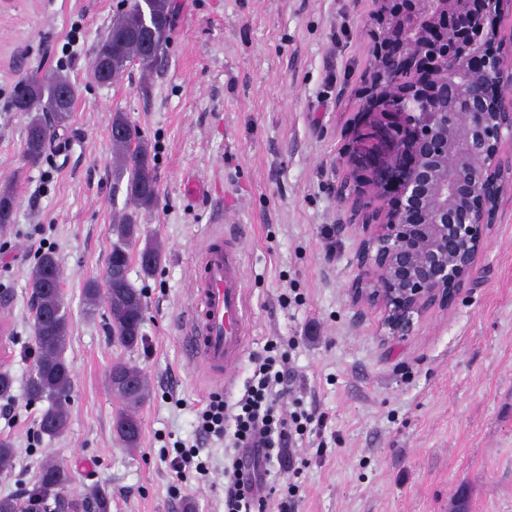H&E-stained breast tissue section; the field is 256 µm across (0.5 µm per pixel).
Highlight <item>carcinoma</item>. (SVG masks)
<instances>
[{
	"instance_id": "obj_1",
	"label": "carcinoma",
	"mask_w": 512,
	"mask_h": 512,
	"mask_svg": "<svg viewBox=\"0 0 512 512\" xmlns=\"http://www.w3.org/2000/svg\"><path fill=\"white\" fill-rule=\"evenodd\" d=\"M171 0H128L125 9L112 19V25L97 43L94 53L112 56L116 66L112 77L124 73L135 63L142 72L150 73L157 65L159 50L172 33ZM33 84L38 96L20 103L18 93L12 95V105L34 116L27 128L23 150L27 165L35 167L44 158L48 143L54 138L55 128L49 125L42 113H52L57 124L69 118L67 112H53L57 90L66 86L71 98L77 90L69 78L56 75L49 82L35 77L23 79L18 85ZM115 152V177L126 180V211L112 225L115 241L109 253L103 282L91 281L84 296L88 307L97 306L105 298L110 316L112 339L126 349H133L142 341L141 326L144 321L145 300L141 290L135 288L127 276L131 262V248L138 243L141 271L151 276L162 264L164 249L156 239L143 237L138 222L140 210L152 208L157 201V177L154 156L147 141L137 135L127 115L116 112L110 129ZM14 206V187H0V227L10 223ZM32 307V329L36 345V358L24 384V395L29 401H49L39 422L40 434L54 437L68 425L64 408L65 398L71 389V370L65 359L67 346L69 308L61 288L60 265L55 253L47 250L37 258L28 282ZM112 389L135 407L145 397L147 382L142 372L127 363L117 362L109 372ZM118 439L127 448L140 444L141 424L130 411L120 414L114 423ZM70 482L69 471L62 465L45 461L39 468L37 480L31 491L33 496L57 495ZM85 503L89 512H109L107 494L99 489L86 493Z\"/></svg>"
}]
</instances>
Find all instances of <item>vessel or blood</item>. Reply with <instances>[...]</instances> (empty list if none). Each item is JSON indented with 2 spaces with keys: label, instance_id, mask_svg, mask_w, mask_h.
Listing matches in <instances>:
<instances>
[{
  "label": "vessel or blood",
  "instance_id": "obj_1",
  "mask_svg": "<svg viewBox=\"0 0 512 512\" xmlns=\"http://www.w3.org/2000/svg\"><path fill=\"white\" fill-rule=\"evenodd\" d=\"M246 296L237 248L226 244L223 231L214 232L197 264L193 308L183 348L213 378H224L244 348Z\"/></svg>",
  "mask_w": 512,
  "mask_h": 512
}]
</instances>
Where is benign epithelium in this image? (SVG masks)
Returning a JSON list of instances; mask_svg holds the SVG:
<instances>
[{
	"label": "benign epithelium",
	"mask_w": 512,
	"mask_h": 512,
	"mask_svg": "<svg viewBox=\"0 0 512 512\" xmlns=\"http://www.w3.org/2000/svg\"><path fill=\"white\" fill-rule=\"evenodd\" d=\"M376 15L375 63L422 79L375 87L360 113L336 183L347 218L336 231L361 235L359 273L348 288L358 317L380 314L382 340L413 335L429 309H448L480 274L485 230L512 189V60L496 0H384ZM101 56L94 81L109 83ZM453 95L467 112H441ZM47 512H85L63 495Z\"/></svg>",
	"instance_id": "1"
}]
</instances>
